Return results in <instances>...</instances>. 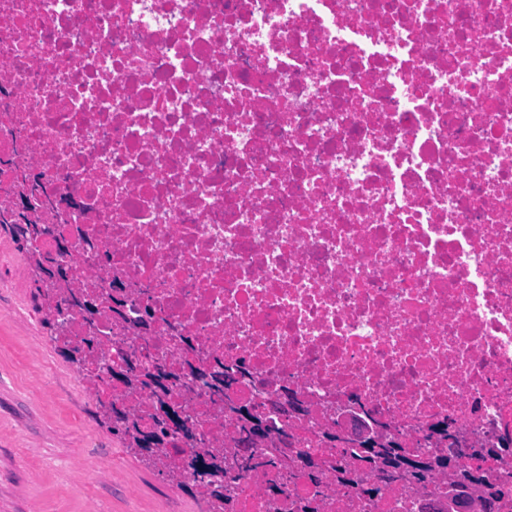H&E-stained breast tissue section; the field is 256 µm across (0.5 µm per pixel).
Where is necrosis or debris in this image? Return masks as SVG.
<instances>
[{
    "label": "necrosis or debris",
    "mask_w": 512,
    "mask_h": 512,
    "mask_svg": "<svg viewBox=\"0 0 512 512\" xmlns=\"http://www.w3.org/2000/svg\"><path fill=\"white\" fill-rule=\"evenodd\" d=\"M0 159V209L28 169L69 200L32 220L82 230L92 395L147 419L110 371L174 365L179 481L206 446L224 512H458L447 471L382 483L336 445L347 412L415 460L448 423L512 512V0H0ZM202 347L246 375L209 390ZM228 399L278 467L241 471Z\"/></svg>",
    "instance_id": "1"
}]
</instances>
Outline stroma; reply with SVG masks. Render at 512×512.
<instances>
[{
  "mask_svg": "<svg viewBox=\"0 0 512 512\" xmlns=\"http://www.w3.org/2000/svg\"><path fill=\"white\" fill-rule=\"evenodd\" d=\"M29 256L0 227V512H206L127 452L37 322Z\"/></svg>",
  "mask_w": 512,
  "mask_h": 512,
  "instance_id": "35a3bbf8",
  "label": "stroma"
}]
</instances>
